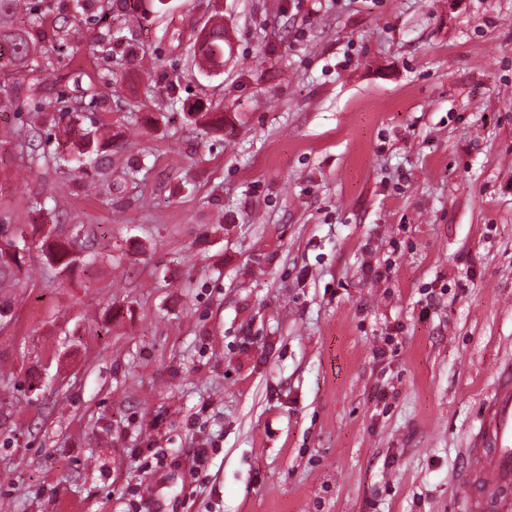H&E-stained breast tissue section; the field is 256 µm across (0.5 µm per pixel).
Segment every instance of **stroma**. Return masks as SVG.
Instances as JSON below:
<instances>
[{"instance_id":"1","label":"stroma","mask_w":512,"mask_h":512,"mask_svg":"<svg viewBox=\"0 0 512 512\" xmlns=\"http://www.w3.org/2000/svg\"><path fill=\"white\" fill-rule=\"evenodd\" d=\"M70 2L0 88V512H463L512 367V0ZM211 28V46H199L210 39ZM196 41L197 44L195 43L194 47H197V50L194 49V56H198L204 60V64H197L198 70L202 75L209 77L215 70V65L218 58L216 56L217 51L218 55L224 56V26L222 25L220 27H211L209 24H206L196 33ZM96 132L97 130L93 133H84L81 140L74 145L68 155L56 156V161L66 165L71 164L76 168H82L86 164L98 167L101 154L106 149L108 142L103 134L96 136Z\"/></svg>"}]
</instances>
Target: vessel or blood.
<instances>
[{
    "mask_svg": "<svg viewBox=\"0 0 512 512\" xmlns=\"http://www.w3.org/2000/svg\"><path fill=\"white\" fill-rule=\"evenodd\" d=\"M466 512H512V370L501 369L482 420L479 445L465 458Z\"/></svg>",
    "mask_w": 512,
    "mask_h": 512,
    "instance_id": "1",
    "label": "vessel or blood"
}]
</instances>
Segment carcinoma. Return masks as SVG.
<instances>
[{
	"instance_id": "obj_1",
	"label": "carcinoma",
	"mask_w": 512,
	"mask_h": 512,
	"mask_svg": "<svg viewBox=\"0 0 512 512\" xmlns=\"http://www.w3.org/2000/svg\"><path fill=\"white\" fill-rule=\"evenodd\" d=\"M24 10H32L28 0H0V81L5 83L26 72L34 73L41 67L36 57L38 38L29 30L15 25L16 17ZM196 53L204 60V64L198 66L199 72L210 76L215 70L217 55L224 54V27H212L211 45L197 47ZM107 145L103 135L88 132L68 155L58 156L56 161L76 168L86 164L96 167ZM48 259L55 264L63 261L67 266L74 262L68 245L62 243L48 247Z\"/></svg>"
}]
</instances>
